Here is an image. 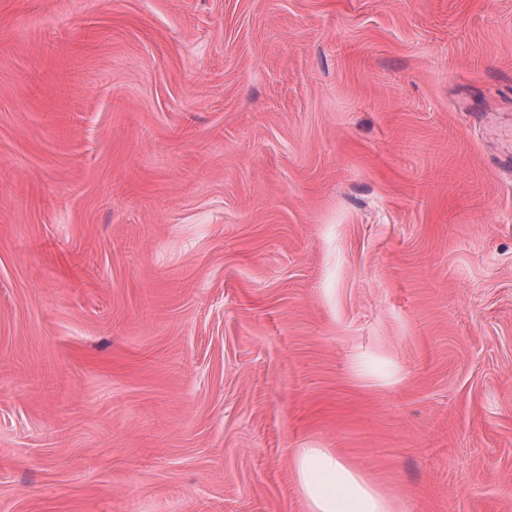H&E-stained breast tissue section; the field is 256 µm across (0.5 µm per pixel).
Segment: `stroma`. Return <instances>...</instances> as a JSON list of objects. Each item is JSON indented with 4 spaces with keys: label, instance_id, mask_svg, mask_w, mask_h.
I'll list each match as a JSON object with an SVG mask.
<instances>
[{
    "label": "stroma",
    "instance_id": "35a3bbf8",
    "mask_svg": "<svg viewBox=\"0 0 512 512\" xmlns=\"http://www.w3.org/2000/svg\"><path fill=\"white\" fill-rule=\"evenodd\" d=\"M512 512V0H0V512ZM293 468L308 512H393L363 472L328 448H298Z\"/></svg>",
    "mask_w": 512,
    "mask_h": 512
}]
</instances>
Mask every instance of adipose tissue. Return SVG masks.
Returning <instances> with one entry per match:
<instances>
[{
	"instance_id": "ef3b65f1",
	"label": "adipose tissue",
	"mask_w": 512,
	"mask_h": 512,
	"mask_svg": "<svg viewBox=\"0 0 512 512\" xmlns=\"http://www.w3.org/2000/svg\"><path fill=\"white\" fill-rule=\"evenodd\" d=\"M293 468L308 512H392L364 473L330 449H297Z\"/></svg>"
}]
</instances>
